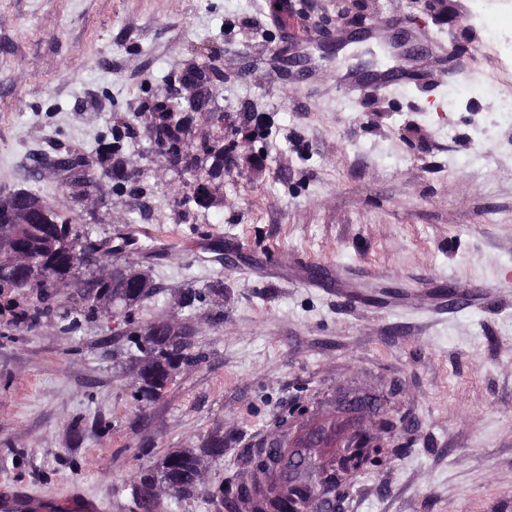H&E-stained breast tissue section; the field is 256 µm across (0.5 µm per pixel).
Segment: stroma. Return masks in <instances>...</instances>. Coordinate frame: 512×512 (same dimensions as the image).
<instances>
[{
    "label": "stroma",
    "mask_w": 512,
    "mask_h": 512,
    "mask_svg": "<svg viewBox=\"0 0 512 512\" xmlns=\"http://www.w3.org/2000/svg\"><path fill=\"white\" fill-rule=\"evenodd\" d=\"M336 0H0V200L35 193L154 287L200 362L137 407L142 361L106 323L29 330L0 308V489L78 493L132 512L131 475L174 449L205 482L283 414L332 417L325 395L398 385V453L344 512H512V0H377L435 53L426 85L354 96L343 74L385 64ZM464 60V73L455 70ZM218 77L192 113L185 170L154 106ZM224 150L212 173L206 147ZM76 157L71 175L33 156ZM179 240L176 250L167 249ZM200 294L181 308L187 290Z\"/></svg>",
    "instance_id": "1"
}]
</instances>
